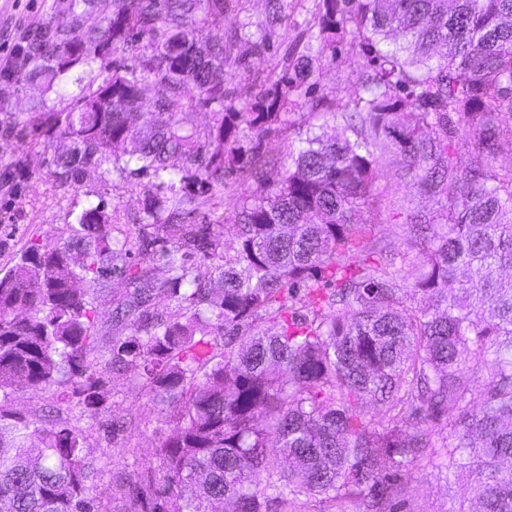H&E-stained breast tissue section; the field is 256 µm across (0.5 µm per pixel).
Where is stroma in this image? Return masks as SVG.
<instances>
[{
    "label": "stroma",
    "instance_id": "obj_1",
    "mask_svg": "<svg viewBox=\"0 0 512 512\" xmlns=\"http://www.w3.org/2000/svg\"><path fill=\"white\" fill-rule=\"evenodd\" d=\"M57 0H0V71L15 60L25 33L47 21ZM288 22L278 27L264 56H257L250 43L231 41L239 19L260 22L266 17L267 0H226L224 20L206 31L208 41H228L236 60L224 81L225 106L239 107L252 103L266 92L282 69L296 64L315 24L317 0H285ZM365 60L359 47L351 42L348 28L336 31L335 46L329 49L315 72L316 87L310 97L300 98L283 123L274 125L257 148L261 157H278L288 144L297 143L306 132H326L333 136L340 127L334 116L352 109L360 94L361 72ZM319 102V112H311V102ZM25 157L30 178L23 189L10 194L0 188V275L9 270L28 240L58 241L66 225L75 223L86 199L103 198L109 210L117 212L127 232L137 234L145 196V180H133L106 190L96 173H89L76 185L58 183L48 174L42 154L31 151L16 137L0 135V157ZM397 159L388 156L380 165L373 184V208H361L354 219L371 223L374 238L392 249L405 250L396 232L405 223L409 211L427 214L435 211L432 198L421 196L395 176ZM112 386L118 402L112 414L97 419H81L85 431V448L93 458L98 473L92 491L106 512H125L126 506L117 485L136 480L138 473L153 459L159 440L167 426L161 421L158 407L135 388L127 376L116 374ZM132 418L137 429L114 436L109 430L111 419ZM470 497L465 482L448 480L446 473L425 467L404 481L399 503L387 504L384 512H459Z\"/></svg>",
    "mask_w": 512,
    "mask_h": 512
}]
</instances>
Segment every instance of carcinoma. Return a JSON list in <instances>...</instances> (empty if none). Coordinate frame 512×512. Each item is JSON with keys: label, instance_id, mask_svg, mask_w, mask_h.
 Here are the masks:
<instances>
[{"label": "carcinoma", "instance_id": "1", "mask_svg": "<svg viewBox=\"0 0 512 512\" xmlns=\"http://www.w3.org/2000/svg\"><path fill=\"white\" fill-rule=\"evenodd\" d=\"M283 2L241 26L256 51L285 22ZM93 3L60 0L4 73L0 112L26 84L54 94L6 113V129L33 132L62 184L90 169L103 187L151 178V231L115 236L117 214L89 201L63 243L29 241L0 276V504L104 512L71 415L112 412L99 376L109 355L173 424L156 462L121 488L127 512H288L301 497L340 509L361 495L376 508L424 460L468 480L475 509L460 512H512V155L496 150L512 139V0H319L296 78L240 109L224 107L235 62L204 34L224 0H112L110 20ZM339 16L365 48L363 96L341 113V134L300 139L268 184L243 143L282 122ZM394 34L403 42L392 49ZM143 38L144 51L113 66ZM147 84L157 95L140 135L130 114ZM173 98L209 107V125L158 120ZM391 153L402 156L397 178L439 205L428 220L410 212L402 252L353 222ZM24 162L5 160L4 180L25 179ZM226 174L258 186L242 198L231 254L211 218ZM191 215L201 223L183 222ZM411 252L423 263L408 279ZM100 290L112 303L108 343L95 331ZM265 322L277 331L258 329ZM66 382L82 400L60 402L52 420L13 407L19 388Z\"/></svg>", "mask_w": 512, "mask_h": 512}]
</instances>
